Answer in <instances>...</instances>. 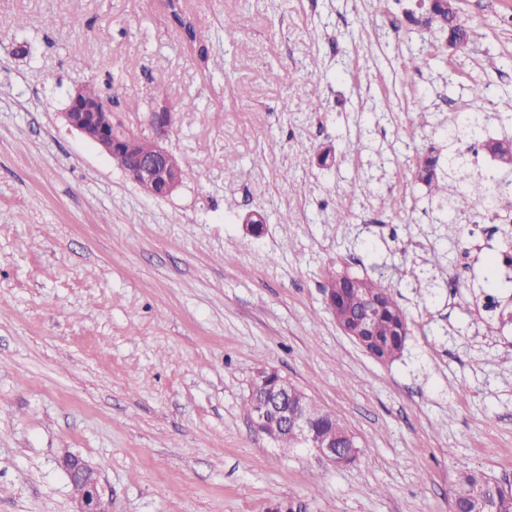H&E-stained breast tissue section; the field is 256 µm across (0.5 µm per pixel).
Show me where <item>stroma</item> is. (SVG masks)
Returning a JSON list of instances; mask_svg holds the SVG:
<instances>
[{
	"mask_svg": "<svg viewBox=\"0 0 512 512\" xmlns=\"http://www.w3.org/2000/svg\"><path fill=\"white\" fill-rule=\"evenodd\" d=\"M420 6L179 0L224 59L208 70L164 0H0V512H74L68 452L98 471L112 512H266L289 498L309 512H451L460 472L512 476V328L458 307L484 270L450 282L460 247L416 179L448 113H498L489 133L512 137V0H457L472 40L456 51L406 22ZM422 52L429 66L405 75ZM99 55L110 73L88 68ZM85 82L138 133L150 94L172 104L178 191L145 194L65 124ZM328 146L336 158L320 162ZM334 271L394 294L400 358L378 362L341 332L324 295ZM263 365L343 421L355 464L254 430L245 402Z\"/></svg>",
	"mask_w": 512,
	"mask_h": 512,
	"instance_id": "obj_1",
	"label": "stroma"
}]
</instances>
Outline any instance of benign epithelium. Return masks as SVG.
<instances>
[{
	"label": "benign epithelium",
	"instance_id": "obj_1",
	"mask_svg": "<svg viewBox=\"0 0 512 512\" xmlns=\"http://www.w3.org/2000/svg\"><path fill=\"white\" fill-rule=\"evenodd\" d=\"M61 116L70 128L78 131L107 155L120 151L130 154L132 161L124 168V172L143 192L165 197L181 186L180 172L172 165V155L163 145L174 122V110L169 102L155 103L146 115V123L156 142L155 152L151 155L137 151V133L114 118L111 100H103L98 112L86 111L80 86L73 89L69 104ZM276 373L278 370L273 368L262 369L251 383L250 419L255 429L263 433L271 424H278L291 431L305 446L315 449L328 462L335 464L341 461L336 448L346 447L352 442V436L343 434L338 440L329 438L322 443L314 440L315 430L308 411L302 409L290 412L285 405L288 391L291 390L288 379L280 376L276 384L268 383V378ZM62 466L70 477L81 480L84 485V492L77 499L76 512H112L105 506L100 478L91 467L71 455L64 457Z\"/></svg>",
	"mask_w": 512,
	"mask_h": 512
}]
</instances>
